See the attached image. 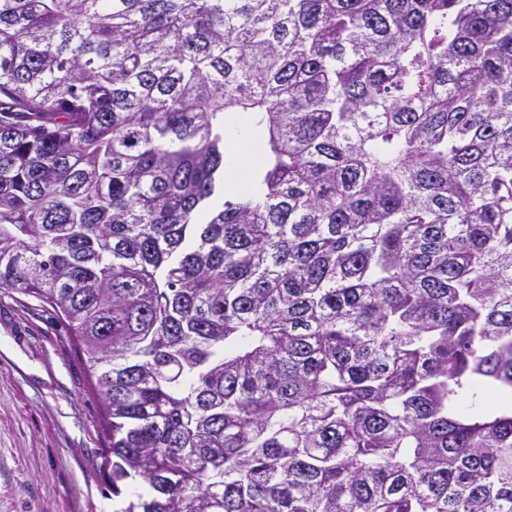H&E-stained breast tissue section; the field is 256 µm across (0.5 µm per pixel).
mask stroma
Here are the masks:
<instances>
[{"label": "stroma", "instance_id": "stroma-1", "mask_svg": "<svg viewBox=\"0 0 512 512\" xmlns=\"http://www.w3.org/2000/svg\"><path fill=\"white\" fill-rule=\"evenodd\" d=\"M101 405L54 312L0 290V512H114Z\"/></svg>", "mask_w": 512, "mask_h": 512}]
</instances>
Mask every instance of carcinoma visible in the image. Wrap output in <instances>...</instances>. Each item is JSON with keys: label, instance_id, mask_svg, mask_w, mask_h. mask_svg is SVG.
<instances>
[{"label": "carcinoma", "instance_id": "cac0c4a2", "mask_svg": "<svg viewBox=\"0 0 512 512\" xmlns=\"http://www.w3.org/2000/svg\"><path fill=\"white\" fill-rule=\"evenodd\" d=\"M4 288L122 512H512V0H0ZM228 126L227 133L235 146L236 158L231 170L225 174V189L229 193H240L244 188L245 174L259 165L261 153L254 145L250 147L249 136L242 125L228 124Z\"/></svg>", "mask_w": 512, "mask_h": 512}]
</instances>
